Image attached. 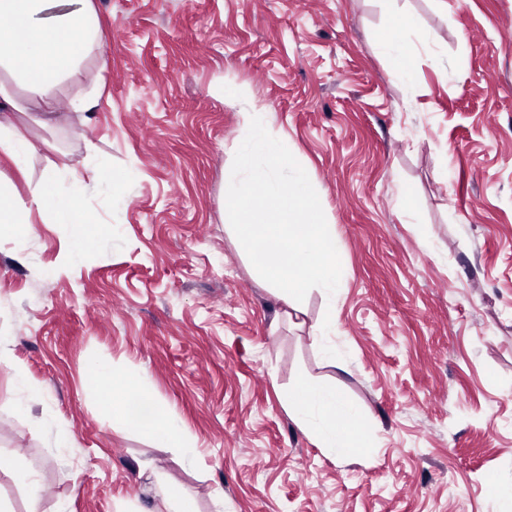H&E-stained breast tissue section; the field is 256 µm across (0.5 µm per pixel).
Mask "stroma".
Returning a JSON list of instances; mask_svg holds the SVG:
<instances>
[{
    "mask_svg": "<svg viewBox=\"0 0 512 512\" xmlns=\"http://www.w3.org/2000/svg\"><path fill=\"white\" fill-rule=\"evenodd\" d=\"M108 63L101 104H66L34 130L21 196L88 147L130 181L115 207L83 205L119 232L76 260L92 226L0 232V352L32 381L19 410L0 371V454L26 459L31 506L0 469L6 512H148L139 465L234 512H512V0H97ZM407 15L425 53L403 81L382 51ZM236 88L218 97V88ZM248 112L311 171L335 224L346 284L336 305L344 368L317 357L311 297L287 318L255 278L224 213V167ZM55 278H47L48 270ZM119 368L181 420L196 467L142 428L104 421L94 364ZM327 380L373 426L367 460L327 457L280 399ZM52 407L74 453L38 420ZM13 470L14 479L21 483L27 490L28 497L33 505H36L42 498L43 487L36 478V474L32 469L15 468L9 464Z\"/></svg>",
    "mask_w": 512,
    "mask_h": 512,
    "instance_id": "obj_1",
    "label": "stroma"
}]
</instances>
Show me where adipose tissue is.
I'll return each mask as SVG.
<instances>
[{
	"label": "adipose tissue",
	"instance_id": "1",
	"mask_svg": "<svg viewBox=\"0 0 512 512\" xmlns=\"http://www.w3.org/2000/svg\"><path fill=\"white\" fill-rule=\"evenodd\" d=\"M101 25L94 0H0V152L22 165L37 151L29 125L50 128L51 107L62 87L100 58ZM45 105V112L18 120L16 93ZM97 159L92 178L73 172L68 164L52 168L22 199L0 171V224H26L32 211L51 208L56 223L92 224L96 218L82 201L89 189L105 191L113 202L130 200L126 188ZM92 381L104 405V415L148 430L160 447L177 449L185 464H193L195 445L182 424L168 414L145 389H132L129 377L97 365ZM299 428L323 451L339 461L371 457L376 451L373 428L325 381L301 383L282 394Z\"/></svg>",
	"mask_w": 512,
	"mask_h": 512
}]
</instances>
